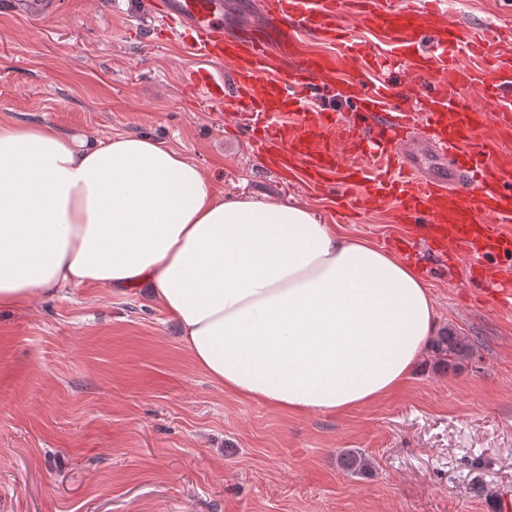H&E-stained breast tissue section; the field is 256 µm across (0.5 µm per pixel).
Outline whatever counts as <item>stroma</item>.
Here are the masks:
<instances>
[{"label":"stroma","instance_id":"35a3bbf8","mask_svg":"<svg viewBox=\"0 0 512 512\" xmlns=\"http://www.w3.org/2000/svg\"><path fill=\"white\" fill-rule=\"evenodd\" d=\"M459 26L512 31L498 0H447ZM137 0H18L0 12V119L105 141L147 134L216 192L311 207L186 85L183 57ZM341 229L388 248L402 226L363 212ZM440 325L474 347L434 354L394 396L297 415L225 392L147 286H85L0 312V512H491L512 499V309L456 275L428 281ZM371 470H342L343 450Z\"/></svg>","mask_w":512,"mask_h":512}]
</instances>
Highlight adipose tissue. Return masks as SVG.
I'll use <instances>...</instances> for the list:
<instances>
[{"label":"adipose tissue","instance_id":"1","mask_svg":"<svg viewBox=\"0 0 512 512\" xmlns=\"http://www.w3.org/2000/svg\"><path fill=\"white\" fill-rule=\"evenodd\" d=\"M88 285L149 286L212 380L301 414L396 392L439 322L411 265L310 209L218 193L145 135L0 122V311Z\"/></svg>","mask_w":512,"mask_h":512}]
</instances>
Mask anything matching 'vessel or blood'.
Here are the masks:
<instances>
[{"instance_id": "b4317fda", "label": "vessel or blood", "mask_w": 512, "mask_h": 512, "mask_svg": "<svg viewBox=\"0 0 512 512\" xmlns=\"http://www.w3.org/2000/svg\"><path fill=\"white\" fill-rule=\"evenodd\" d=\"M160 28L203 67L190 90L232 118L254 154L282 177L337 197L349 208L388 212L413 235L394 239L427 274L462 267L464 284L512 305V42L483 40L447 20L444 0L423 9L398 0H263L266 38L224 35L222 0H152ZM370 32L386 54L355 42L352 27ZM314 34L338 53L306 48ZM229 69L220 77L216 68ZM421 85L414 106L389 110L399 88ZM343 86L352 111L324 108ZM457 153L446 174L422 172L420 158Z\"/></svg>"}]
</instances>
